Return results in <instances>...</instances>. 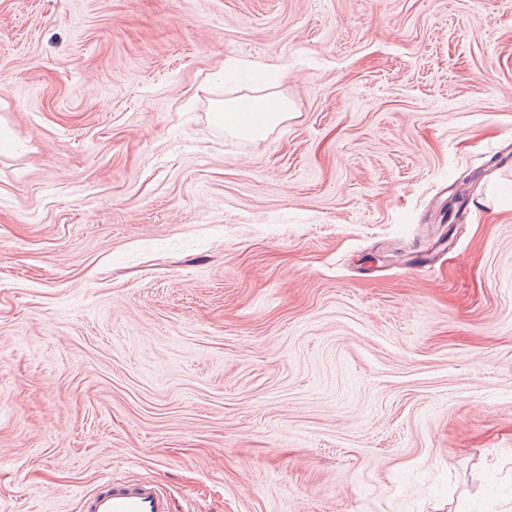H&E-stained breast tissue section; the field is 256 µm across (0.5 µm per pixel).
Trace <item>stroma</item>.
Listing matches in <instances>:
<instances>
[{
	"label": "stroma",
	"instance_id": "35a3bbf8",
	"mask_svg": "<svg viewBox=\"0 0 512 512\" xmlns=\"http://www.w3.org/2000/svg\"><path fill=\"white\" fill-rule=\"evenodd\" d=\"M114 473L512 512V0H0V512ZM261 101L264 108L255 111V102ZM235 113L244 118V122L238 129L242 135L255 136L262 134L268 128L277 125L288 115V102L274 94H266L260 97L242 96L231 102L224 101V105L214 112L217 123L223 124L224 116Z\"/></svg>",
	"mask_w": 512,
	"mask_h": 512
}]
</instances>
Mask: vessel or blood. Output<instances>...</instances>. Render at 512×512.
Wrapping results in <instances>:
<instances>
[{
	"label": "vessel or blood",
	"instance_id": "1",
	"mask_svg": "<svg viewBox=\"0 0 512 512\" xmlns=\"http://www.w3.org/2000/svg\"><path fill=\"white\" fill-rule=\"evenodd\" d=\"M82 512H172L171 493L147 478L113 475L84 498Z\"/></svg>",
	"mask_w": 512,
	"mask_h": 512
}]
</instances>
